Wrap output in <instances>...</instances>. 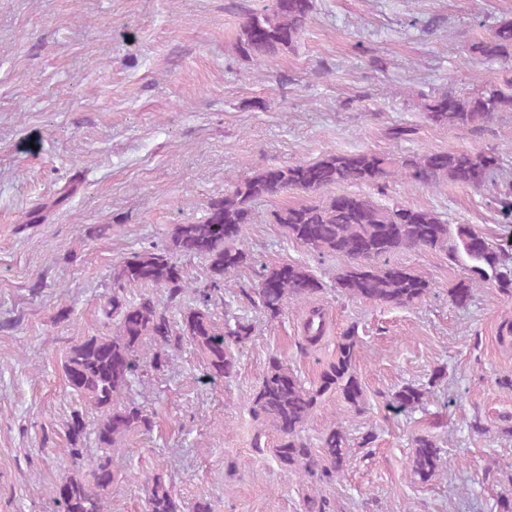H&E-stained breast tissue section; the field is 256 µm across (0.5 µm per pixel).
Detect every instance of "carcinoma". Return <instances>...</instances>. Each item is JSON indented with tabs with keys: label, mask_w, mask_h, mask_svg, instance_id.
I'll return each mask as SVG.
<instances>
[{
	"label": "carcinoma",
	"mask_w": 512,
	"mask_h": 512,
	"mask_svg": "<svg viewBox=\"0 0 512 512\" xmlns=\"http://www.w3.org/2000/svg\"><path fill=\"white\" fill-rule=\"evenodd\" d=\"M312 9L313 0H269L261 9L248 11L238 34L239 53L257 66L265 64L296 41ZM471 49L481 60L498 61L504 71H511L512 20L499 21L490 36ZM479 81L482 88L471 95L445 91L424 103L426 118L436 125L478 131L496 114L512 112L511 77L496 82L481 76ZM390 163L386 154L358 151L261 169L236 180L224 196L211 200L203 221L175 225L168 245L143 248L120 262L113 273L112 297L103 307L106 318L117 320L115 335L83 337L69 348L63 364L68 386L95 413V420L89 422L84 411L76 409L68 423V447L63 454L76 470L52 488L63 512H108L112 488L125 479L113 469L112 448L128 433L154 426L153 415L126 398L127 389L148 371H165L170 349L190 345L214 380L235 373V350L252 340L253 328L243 318L229 316L221 332L214 325L212 309L216 301L224 300L226 275L250 260L246 233L255 221L256 201L290 191L313 193L340 183L379 188L398 176L428 188L451 181L480 189L500 167L501 158L496 153L462 150L419 154L403 161L398 170ZM273 220L289 240L308 251L346 258L334 283L348 297L396 306L422 301L430 291L429 280L390 259L399 252L422 249H446L454 259L457 248L449 245L451 241L461 245L473 262L469 274L448 291L454 304L468 305L474 290L487 281L494 282L499 293L512 296V241H493L468 224H449L433 211L401 203L382 206L367 195L344 193L320 204L286 205L273 213ZM181 257L205 260L206 278L188 280ZM128 284L164 288L171 301L188 293L192 303L175 317L169 306L152 295L128 300L124 294ZM324 288L323 279L311 269L287 263L264 269L256 287L240 289L237 300L275 320L289 302L311 301ZM303 330L311 346L322 338L320 309L309 312ZM357 346L355 329L344 332L336 342V361L310 387L278 358L269 361L250 410L279 433L272 454L282 469L320 481L333 480L343 471L351 448L342 427L328 428L316 450L301 433L318 400L333 390L341 391L351 406H359L363 388L353 368ZM423 397L422 389L407 385L391 395L390 404L397 410L412 409ZM442 460L434 440L414 438L411 467L421 480L431 478ZM145 491L146 512H183L164 476L146 477ZM307 512H336V502L315 495L308 501Z\"/></svg>",
	"instance_id": "obj_1"
}]
</instances>
